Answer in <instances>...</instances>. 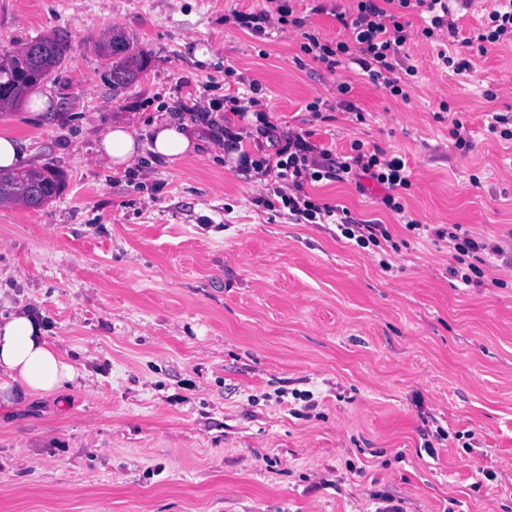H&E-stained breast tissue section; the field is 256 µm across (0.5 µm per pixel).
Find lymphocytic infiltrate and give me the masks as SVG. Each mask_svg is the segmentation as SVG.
<instances>
[{
	"label": "lymphocytic infiltrate",
	"instance_id": "obj_1",
	"mask_svg": "<svg viewBox=\"0 0 512 512\" xmlns=\"http://www.w3.org/2000/svg\"><path fill=\"white\" fill-rule=\"evenodd\" d=\"M270 8L255 13L236 12L240 26L257 37L266 36L274 25L301 29L302 49L312 61L335 70L342 60L358 65L368 81L384 87L395 97L408 98L415 76L414 67H402V52L409 39L398 10H413L428 14L430 24L424 27V37H433L436 29L445 27L451 14L449 0H357L355 11L335 9L337 22L346 31V38L329 42L320 39L305 28L304 18L294 16L288 0H270ZM397 11H390V4ZM259 84H249L246 91L224 97L222 112H211L202 106L196 95H188L178 102L180 114L189 120L211 127L224 138V149L236 157L240 172L256 171L266 178L267 196L277 197L280 210L297 224H333L342 236L354 241L358 247L380 246L391 242L392 235L386 225L354 218L347 208L314 201L306 186L321 180L350 181L363 188L371 181L384 188L381 204L395 215L403 217L406 229H419L418 221L407 218L400 192L410 185L403 158L385 155L381 150L365 149L361 141H353L351 152L338 155L317 147L308 133L281 131L272 116L261 107ZM252 129L255 137L269 141L268 152L251 154L243 148V131ZM440 239L453 244L454 262L448 267L451 278L463 284H473L482 278L483 271L477 261L487 251L486 242L463 231L461 225L436 230Z\"/></svg>",
	"mask_w": 512,
	"mask_h": 512
}]
</instances>
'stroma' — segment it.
<instances>
[{
	"label": "stroma",
	"instance_id": "35a3bbf8",
	"mask_svg": "<svg viewBox=\"0 0 512 512\" xmlns=\"http://www.w3.org/2000/svg\"><path fill=\"white\" fill-rule=\"evenodd\" d=\"M495 6L454 9L453 37L425 38L408 14L404 100L350 61L305 57L299 30L233 23L263 0H0V52L72 39L61 69L0 112L21 166L64 175L43 207L0 206V310L40 316L77 371L24 412L0 408V512H375L382 493L406 512H512V140L487 130L512 114V42L463 43ZM115 33L147 57L119 88L99 49ZM442 48L470 71L445 70ZM251 82L280 130L403 157L401 202L431 234L405 229L373 183L307 190L387 225L396 251L293 223L213 141L123 171L98 153L112 124L147 127L181 96L220 104ZM342 82L358 113L340 108ZM451 224L499 249L481 285L448 275L433 231ZM297 391L313 395L308 416L289 409Z\"/></svg>",
	"mask_w": 512,
	"mask_h": 512
}]
</instances>
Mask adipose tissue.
I'll list each match as a JSON object with an SVG mask.
<instances>
[{"label":"adipose tissue","mask_w":512,"mask_h":512,"mask_svg":"<svg viewBox=\"0 0 512 512\" xmlns=\"http://www.w3.org/2000/svg\"><path fill=\"white\" fill-rule=\"evenodd\" d=\"M148 134L152 154L171 161L194 155L203 142L201 131L174 119L152 124ZM99 152L113 169H127L140 154L137 130L127 123L112 125ZM74 375L73 366L48 342L30 311L14 306L8 314L0 313L1 407L10 411L30 405L59 391Z\"/></svg>","instance_id":"1"}]
</instances>
